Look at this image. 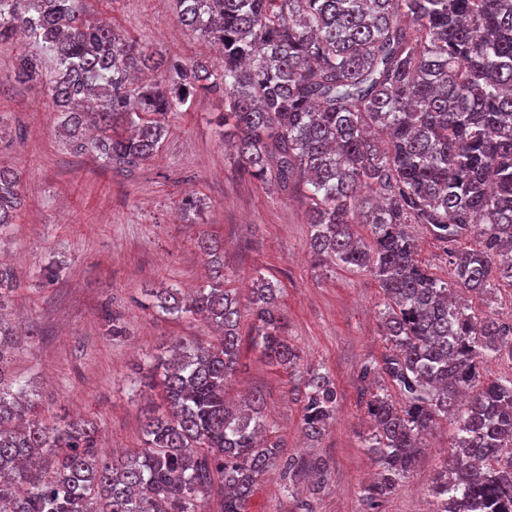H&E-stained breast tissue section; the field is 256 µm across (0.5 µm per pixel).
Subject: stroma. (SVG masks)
Segmentation results:
<instances>
[{
    "instance_id": "obj_1",
    "label": "stroma",
    "mask_w": 512,
    "mask_h": 512,
    "mask_svg": "<svg viewBox=\"0 0 512 512\" xmlns=\"http://www.w3.org/2000/svg\"><path fill=\"white\" fill-rule=\"evenodd\" d=\"M85 10L111 21L152 49L163 62L202 56L218 62L209 44L179 21L174 0H84ZM23 44L0 48V160L24 177V205L17 224L0 239V261L21 286L9 309L29 330L13 352L9 370L26 384L46 423L58 418L93 421L101 445L124 456L141 445L146 417L164 410L161 389L150 388L147 367L176 339L207 343L209 323L144 308L146 290L190 292L207 284L201 236L224 250V273L236 288L241 332L249 334L250 288L262 273L280 289L284 335L298 348L301 368L329 373L338 393L335 423L318 441L304 438L298 376L273 365L243 342L226 393L257 394L263 413L289 445L328 467V486L315 512H364L362 488L376 464L363 446L371 424L364 390L365 366L386 351L380 330L383 292L371 274L332 265L317 267L309 255V204L301 189L284 191L243 175L224 148L216 118L222 102L193 98L169 121L158 152L133 176L122 177L77 155L55 134V112L43 87L12 81ZM204 199L183 216L186 194ZM59 273L39 283L46 266ZM122 313L127 333L112 337L108 311ZM454 426L441 421L424 438L425 450L379 512H434L428 493L451 450ZM279 472L267 476L251 512H298L309 478L283 495Z\"/></svg>"
}]
</instances>
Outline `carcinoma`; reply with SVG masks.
<instances>
[{
    "mask_svg": "<svg viewBox=\"0 0 512 512\" xmlns=\"http://www.w3.org/2000/svg\"><path fill=\"white\" fill-rule=\"evenodd\" d=\"M182 25L222 51L171 61L158 79L149 47L117 33L82 0H0V47L23 34L14 79L37 82L74 153L120 173L158 150L170 115L199 91L222 97L224 141L239 169L309 201L316 266L365 270L384 295L388 353L373 372L394 393H370L364 447L377 477L366 512L395 493L418 461L422 435L456 425L454 449L430 488L435 512H512V377L474 389L479 367L512 359V319L479 317L452 289L512 283V0H177ZM23 206L22 173L0 162V238ZM368 228V236L358 226ZM420 224L446 249L449 282L418 260L406 227ZM479 245L457 249L460 240ZM210 281L186 297L147 291L150 307L201 318L219 338L178 340L149 364L167 407L146 419L142 448L114 459L96 426L39 419L24 385L5 378L19 333L5 309L18 289L0 266V512H249L261 478L282 470L289 492L326 468L288 452L260 399L229 403L240 356L241 311L224 285L221 247L198 240ZM279 289L256 273L251 343L285 370L301 356L283 336ZM302 430L323 437L338 394L317 369L302 376Z\"/></svg>",
    "mask_w": 512,
    "mask_h": 512,
    "instance_id": "obj_1",
    "label": "carcinoma"
}]
</instances>
